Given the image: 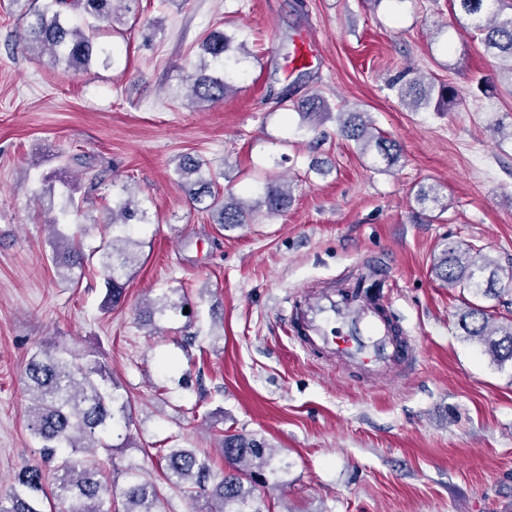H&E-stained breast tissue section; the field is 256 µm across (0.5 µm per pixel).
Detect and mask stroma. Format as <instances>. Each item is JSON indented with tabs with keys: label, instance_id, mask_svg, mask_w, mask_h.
Returning a JSON list of instances; mask_svg holds the SVG:
<instances>
[{
	"label": "stroma",
	"instance_id": "obj_1",
	"mask_svg": "<svg viewBox=\"0 0 512 512\" xmlns=\"http://www.w3.org/2000/svg\"><path fill=\"white\" fill-rule=\"evenodd\" d=\"M30 9L0 0V493L38 456L24 367L59 339L96 352L132 404L131 447L96 449L91 465L119 488L139 465L161 486L159 512L192 508L163 484L153 449L194 448L219 469L231 433L265 438L289 464L284 484L256 489L268 512H512V363L465 336L459 290L432 274L449 243L512 265V139L496 132L512 125V87L449 0H137L93 34L110 60L76 73L7 51ZM213 28L250 57L237 93L195 107L184 88ZM303 34L317 55L286 74ZM408 70L453 86L456 104L401 106L388 82ZM287 88L369 113L401 162L378 170L336 118L301 127L275 105ZM76 153L86 165L70 162ZM184 153L244 200L288 179L292 204L211 223L176 181ZM106 169L113 179L84 200ZM126 187L152 221L124 303L105 311L97 270L60 277L48 222L67 196L83 200L68 220L97 248ZM430 187L439 203L418 204ZM376 263L391 271L416 367L352 374L306 356L288 331L292 299L312 284L346 290L349 270ZM164 295L191 317L144 325L140 311Z\"/></svg>",
	"mask_w": 512,
	"mask_h": 512
}]
</instances>
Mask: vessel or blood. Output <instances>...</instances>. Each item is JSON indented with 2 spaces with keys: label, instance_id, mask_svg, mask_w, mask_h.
<instances>
[{
  "label": "vessel or blood",
  "instance_id": "vessel-or-blood-1",
  "mask_svg": "<svg viewBox=\"0 0 512 512\" xmlns=\"http://www.w3.org/2000/svg\"><path fill=\"white\" fill-rule=\"evenodd\" d=\"M389 282L387 271L378 268L359 277L358 289L339 297L316 289L304 292L296 333L302 348L343 366L397 361L411 367L416 345L391 314Z\"/></svg>",
  "mask_w": 512,
  "mask_h": 512
}]
</instances>
